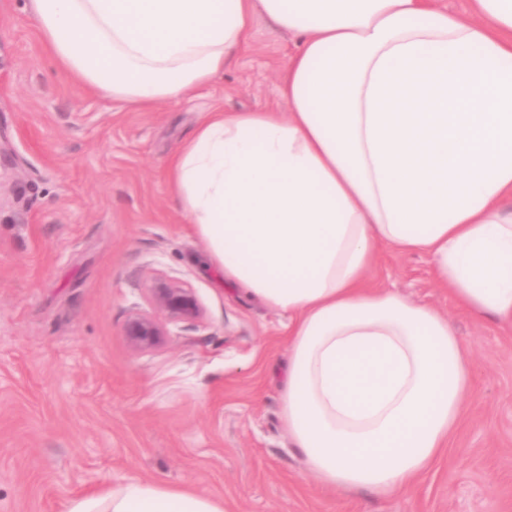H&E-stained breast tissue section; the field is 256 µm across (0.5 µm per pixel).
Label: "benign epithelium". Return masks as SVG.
Listing matches in <instances>:
<instances>
[{
    "mask_svg": "<svg viewBox=\"0 0 512 512\" xmlns=\"http://www.w3.org/2000/svg\"><path fill=\"white\" fill-rule=\"evenodd\" d=\"M149 302L153 313L133 314L125 328V336L138 349L153 347L163 340L166 330L162 320L190 321L201 316L193 291L174 281L157 280L150 288Z\"/></svg>",
    "mask_w": 512,
    "mask_h": 512,
    "instance_id": "7a95c632",
    "label": "benign epithelium"
}]
</instances>
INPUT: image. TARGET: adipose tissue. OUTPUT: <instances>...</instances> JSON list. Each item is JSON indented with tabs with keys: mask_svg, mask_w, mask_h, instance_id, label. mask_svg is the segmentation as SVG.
Here are the masks:
<instances>
[{
	"mask_svg": "<svg viewBox=\"0 0 512 512\" xmlns=\"http://www.w3.org/2000/svg\"><path fill=\"white\" fill-rule=\"evenodd\" d=\"M66 75L144 109L209 85L257 15L294 35L287 116L208 113L168 168L224 278L288 315L282 417L322 485L392 496L442 457L471 387L448 319L366 276L424 253L512 328V0H30ZM67 512H224L132 480Z\"/></svg>",
	"mask_w": 512,
	"mask_h": 512,
	"instance_id": "obj_1",
	"label": "adipose tissue"
}]
</instances>
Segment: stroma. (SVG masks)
Returning a JSON list of instances; mask_svg holds the SVG:
<instances>
[{"mask_svg":"<svg viewBox=\"0 0 512 512\" xmlns=\"http://www.w3.org/2000/svg\"><path fill=\"white\" fill-rule=\"evenodd\" d=\"M295 47L257 18L209 86L142 111L62 76L28 0H0V512H67L131 479L224 512H512V331L460 308L427 255L380 247L367 281L447 316L472 386L446 454L392 497L306 469L281 415L287 317L203 265L167 162L204 113L287 114ZM159 277L203 315L137 350L125 326Z\"/></svg>","mask_w":512,"mask_h":512,"instance_id":"1","label":"stroma"}]
</instances>
